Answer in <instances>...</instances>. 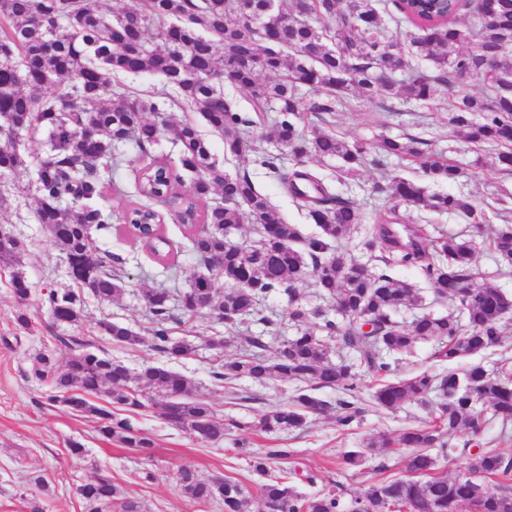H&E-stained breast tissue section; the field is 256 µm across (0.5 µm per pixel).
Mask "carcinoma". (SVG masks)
I'll list each match as a JSON object with an SVG mask.
<instances>
[{
	"label": "carcinoma",
	"instance_id": "cac0c4a2",
	"mask_svg": "<svg viewBox=\"0 0 512 512\" xmlns=\"http://www.w3.org/2000/svg\"><path fill=\"white\" fill-rule=\"evenodd\" d=\"M256 13L242 12L240 0H131L118 11L102 0H0V177L25 166L17 138L23 132L47 133L45 156L36 172V219L52 238L66 264L76 273L77 288L51 289L45 297L49 314L61 324L82 322L85 298L110 301L123 292L113 272L112 254L92 245L93 231L112 224V208L103 203V187L113 183L120 157L115 150L132 143L146 155L166 135L181 146L180 167L153 159L136 179L143 202L126 209L127 231L164 267H169V240L152 203L169 206L197 261L216 276L200 274L180 295L181 315L170 308L166 288L143 297L153 319L150 346L170 360L190 353L184 340L172 336L170 324L209 313L234 331L261 314V302L272 294L288 300L286 315L297 334L283 340L273 357L267 345L249 338L254 351L228 358L213 376L233 382L248 378L303 385L291 403L273 404L258 421L268 433L304 429L309 416L335 412L336 427L350 430L366 412L357 389V367L380 379L372 403L397 411L410 403L434 399V417L403 429L397 438L405 457L406 479H380L343 504L335 490L307 496L279 477L265 480L258 491L269 512H388L397 503L406 512H457L479 501L481 512H512V458L496 449L472 455L467 472L448 477L438 469L466 448L445 435L479 434L486 415L512 423V372L495 371L462 360L502 347V326L512 314V300L479 272L475 258L483 243L484 211L464 195H429L419 183L381 171L375 185L386 194V211L372 224L352 201L335 192L326 178L300 168L284 171L266 165L297 206L320 232L304 236L286 223L247 173L229 175L213 158L194 122L174 123L162 117L177 98L201 114L224 138V152L235 157L257 152L252 128L276 108L272 129L277 147L297 160L340 161L336 182L354 177L371 153L420 162L432 181H454L461 171L450 160L427 153L420 138L382 137L372 146L350 144L321 129L315 117L350 102L397 99L422 106H448V122L466 144L495 148L491 167L512 170V0H394V7L416 29L410 48L384 23L386 0H313L312 16L295 20L287 0L273 12L272 0H254ZM470 20L459 21L463 7ZM154 37H149L150 29ZM416 55L428 62L423 70L410 63ZM150 74L161 88L144 96L120 83L126 75ZM245 89L256 119L241 116L224 96V81ZM475 81L482 93L467 88ZM304 87L320 94L308 103ZM192 175L186 191L183 173ZM220 193L222 202L202 212L201 200ZM456 214L472 224L467 237L445 235L431 224L406 227L398 208ZM503 222L490 240L501 265L512 269V207L501 200ZM256 224L258 239L250 246L233 240L245 219ZM361 236L357 247L368 263L356 262L346 245ZM23 243L0 226V269L11 272L12 292L20 303L31 294L22 269ZM413 266L426 276L431 292L456 303V313H423L406 324L402 309H421L425 298L405 281L389 274ZM313 272L320 295L336 303L341 319L304 302L302 282ZM98 331L120 345L135 346L144 338L123 323L107 319ZM74 350L64 369L37 353L27 377L48 384L62 402L80 415L98 419L99 434L153 457L154 442L128 421L97 406L104 394L130 411L163 399V416L203 442L219 444L238 427L215 418L211 406L194 396L192 381L164 365L147 362L136 374L92 350L83 336L62 337ZM354 361H334L329 342ZM437 343L433 358L448 368L439 374L422 371L400 379L395 355L412 353L416 343ZM334 390L335 400L317 391ZM291 451L269 448L252 456L250 467L267 475L271 464ZM365 463V451L348 450L337 458L341 470ZM178 482L199 503L220 500L224 512H252L249 495L236 480L211 481L182 468ZM88 512H141L139 502L120 496L108 477L79 488Z\"/></svg>",
	"mask_w": 512,
	"mask_h": 512
}]
</instances>
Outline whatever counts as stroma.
I'll use <instances>...</instances> for the list:
<instances>
[{
	"label": "stroma",
	"mask_w": 512,
	"mask_h": 512,
	"mask_svg": "<svg viewBox=\"0 0 512 512\" xmlns=\"http://www.w3.org/2000/svg\"><path fill=\"white\" fill-rule=\"evenodd\" d=\"M167 112L174 120L187 118L198 126L224 171H247L288 223L298 225L303 235L317 234V225L298 210L270 169L251 157L226 156L223 137L199 113H185L173 103L168 104ZM326 128L350 143H371L382 135L417 137L427 141L431 152L456 156L463 174L451 183L426 180L414 162L402 164L391 157L386 164L390 172L423 183L427 193L469 194L487 216V235H494L500 228L494 215L497 191L503 188L512 194V175L489 174L486 163L493 154L490 147L459 152L460 141L448 124L444 108L428 109L399 100L345 107L328 116ZM119 153L123 163L121 177L104 191V200L113 213L112 228L94 234L93 240L100 249L112 251L116 258L114 271L123 277L126 287L111 301L87 297L83 323L77 328L54 324L44 303L49 289L71 287L72 281L59 251L36 220L32 191L35 164L31 162L18 174L0 179V225L9 227L23 243V270L31 287L28 303L18 305L9 271L0 270V512H30L35 501L43 512H87L78 488L95 476L110 477L125 496L140 502L142 512H224L221 502L199 504L182 493L176 475L183 467L205 479L230 477L240 481L253 497L252 512H265L257 496L261 478L250 468L247 456L240 453L235 434L225 435L218 446L199 441L170 426L160 407L150 405L127 416L134 429L154 441V459L146 462L136 450L104 440L96 430L94 417L78 415L62 402L49 401V388L26 376L29 357L47 352L58 362H66L71 351L59 339L74 335L86 337L95 351L122 362L131 371H139L143 363L151 361L169 364L190 378L197 396L212 406L217 418L233 420L247 428L253 451L271 446L291 450L286 467L273 468L272 473L277 476L288 471L292 485L301 493L314 495L333 488L347 502L371 482L405 476L404 451L395 446L367 456L359 470L338 469L336 457L340 451L362 447L368 438L393 439L409 424L428 419L427 409L420 405L407 404L394 413L368 407L360 424L349 431L339 430L333 416L326 415L310 417L301 431L266 434L256 428L261 415L268 405L293 399L298 384L259 385L248 379L228 384L212 378L218 360L245 353L248 337H262L273 347L295 334L294 325L286 317L287 304L278 296H270L261 304L269 324L250 321L235 334L206 316L173 324V336L192 346L191 353L179 360H166L146 343L122 347L100 335L97 324L103 319L124 323L140 335H147L151 319L142 298L144 291L167 288L178 295L189 288L193 276L205 271L186 249L184 226L177 224L170 213H163L162 223L175 255L172 268L156 263L125 231L121 216L138 199L135 171L142 162L133 146H122ZM379 178V170L369 165L356 179L339 185L338 191L372 218L386 204L385 196L373 190ZM21 314L26 315L27 325L18 324ZM74 442L82 445L81 454L71 452ZM310 473L315 475V483L306 482Z\"/></svg>",
	"instance_id": "1"
}]
</instances>
